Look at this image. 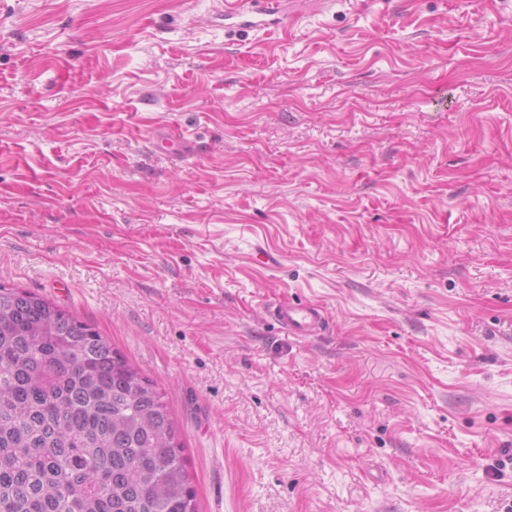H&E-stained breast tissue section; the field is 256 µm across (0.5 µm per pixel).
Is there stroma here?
<instances>
[{
    "mask_svg": "<svg viewBox=\"0 0 512 512\" xmlns=\"http://www.w3.org/2000/svg\"><path fill=\"white\" fill-rule=\"evenodd\" d=\"M222 2L0 0V285L164 392L198 512H507L512 0ZM245 3L251 6L246 8L238 0L224 2V19H238V23L231 27L255 29L265 25V17L283 20L286 15L285 0H250ZM268 311L280 328L293 336L318 335L327 324L325 311L317 304L278 301L269 304Z\"/></svg>",
    "mask_w": 512,
    "mask_h": 512,
    "instance_id": "1",
    "label": "stroma"
}]
</instances>
